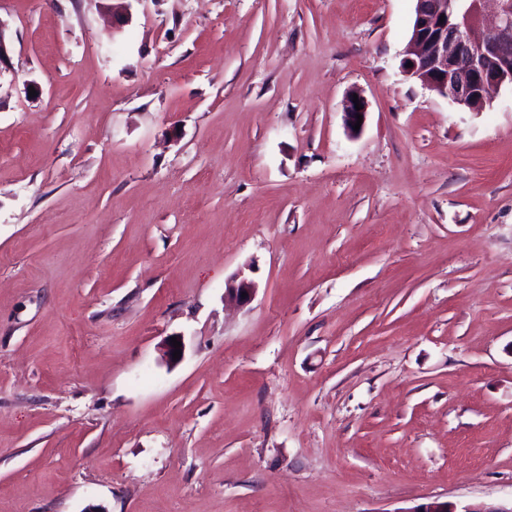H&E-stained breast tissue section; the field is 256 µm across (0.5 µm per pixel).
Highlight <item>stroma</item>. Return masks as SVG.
<instances>
[{"instance_id": "obj_1", "label": "stroma", "mask_w": 512, "mask_h": 512, "mask_svg": "<svg viewBox=\"0 0 512 512\" xmlns=\"http://www.w3.org/2000/svg\"><path fill=\"white\" fill-rule=\"evenodd\" d=\"M118 3L0 0V512L511 502L512 87L415 0ZM415 1L403 60L407 74L473 111L488 103L493 89L512 86L511 0H492L496 15L489 25L481 20L486 0ZM408 62L413 67L408 68ZM353 94L358 95V100L360 101L363 109L356 110L355 103L353 102ZM367 113V101L361 90L353 89L349 92V95L346 100L345 110L343 112L344 116V125L349 133L352 135H357L363 128L365 122V116ZM356 114L362 115V123H360V129L358 131H354L353 125H355L357 121Z\"/></svg>"}]
</instances>
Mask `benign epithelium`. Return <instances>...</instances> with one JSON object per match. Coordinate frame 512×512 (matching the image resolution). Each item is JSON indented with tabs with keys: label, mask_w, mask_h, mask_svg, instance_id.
Here are the masks:
<instances>
[{
	"label": "benign epithelium",
	"mask_w": 512,
	"mask_h": 512,
	"mask_svg": "<svg viewBox=\"0 0 512 512\" xmlns=\"http://www.w3.org/2000/svg\"><path fill=\"white\" fill-rule=\"evenodd\" d=\"M486 0H416L411 35L403 63L426 88L473 111L481 110L492 90L512 85V0H493V23L482 22ZM445 20H440V17ZM362 109H355L353 95ZM367 101L358 89L348 95L343 112L344 125L351 134L357 115H366ZM247 296H242V293ZM255 294L246 277L225 289L224 299L243 307ZM412 512H512V504H468L458 511L446 502L433 501Z\"/></svg>",
	"instance_id": "1"
}]
</instances>
